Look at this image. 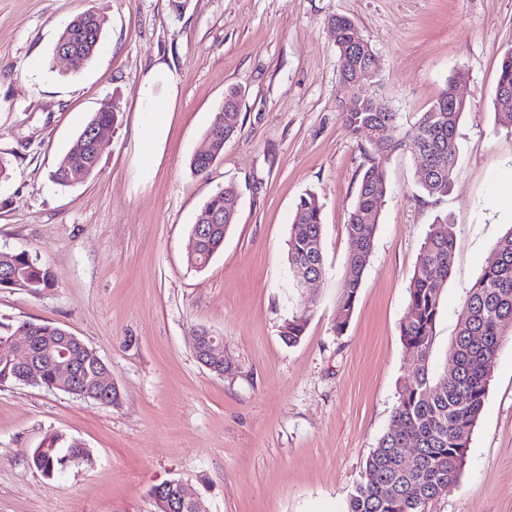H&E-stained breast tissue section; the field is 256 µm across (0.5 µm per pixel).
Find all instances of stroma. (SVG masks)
<instances>
[{
	"instance_id": "obj_1",
	"label": "stroma",
	"mask_w": 512,
	"mask_h": 512,
	"mask_svg": "<svg viewBox=\"0 0 512 512\" xmlns=\"http://www.w3.org/2000/svg\"><path fill=\"white\" fill-rule=\"evenodd\" d=\"M0 0V252L37 255L54 285L0 288V330L53 323L106 363L119 391L102 405L60 390L0 384V512H157L154 486L182 482L208 512H346L366 458L387 430L411 355L400 339L409 286L436 217L455 226L452 273L436 323L442 366L465 291L512 229V127L497 116L499 63L512 49V0ZM105 19L91 63L54 55L66 25ZM351 19L380 69L370 93L401 136L464 73L468 110L448 193L424 194L419 161L382 160L388 191L350 322L334 330L350 250L346 224L364 157L341 112L330 20ZM43 66L41 79L29 75ZM173 84L150 174L135 135L139 87L156 64ZM242 127L205 175L190 160L228 88ZM121 112L98 169L68 188L50 177L92 112ZM234 184L237 221L207 266L188 262L207 199ZM322 206L325 273L310 293L288 276L299 197ZM309 307L296 345L282 325ZM223 337L232 374L196 359L199 329ZM82 440L88 465L46 478L31 457L49 434ZM429 512H512V339L490 385L458 482Z\"/></svg>"
}]
</instances>
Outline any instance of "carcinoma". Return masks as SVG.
<instances>
[{"instance_id": "obj_1", "label": "carcinoma", "mask_w": 512, "mask_h": 512, "mask_svg": "<svg viewBox=\"0 0 512 512\" xmlns=\"http://www.w3.org/2000/svg\"><path fill=\"white\" fill-rule=\"evenodd\" d=\"M330 26L335 33L340 58V77L355 79L369 64L368 51L357 45L359 32L349 18L336 16ZM103 27L84 12L64 29L57 44L81 46L75 69L83 68L96 53ZM456 72L431 108L420 118L414 138L407 142L397 133V113L380 98L364 95L358 112H343L345 126L362 136L365 162L359 186L346 224L350 252L346 272L339 285L336 304V333L344 332L354 309L364 271L373 250L379 220V206L387 193L385 171L378 159L402 147L423 162L418 184L429 196L448 192L458 155V128L467 105L454 104L451 92L458 79ZM499 119L512 126V98L496 95ZM120 107L114 100L101 105L84 125L81 134L91 128L114 127ZM241 112H226L219 107L207 139L214 154L195 155L190 167L197 175L208 173L224 155V140L240 128ZM389 124L394 135L380 142L371 140V130ZM101 151L88 147L81 154L63 156L51 172L61 187L72 185L73 171L81 168L92 174L98 167ZM236 193L232 185L213 194L202 211L215 217L204 225L203 246L192 255L197 268L209 263L224 246V237L236 219L226 213V198ZM322 206L317 196L307 192L296 204L288 239L290 277L303 273L323 277ZM455 240L454 225L440 221L428 233L416 262L409 287V303L400 325L404 347L412 355L407 375L402 379L391 425L379 438L365 461L361 479L350 492L347 512H428L429 504L455 484L469 448V435L482 412L488 392L490 364L505 337L512 336V230L497 242L495 259L467 289L458 318L457 331L448 341V354L441 369L432 367L435 329L441 296L451 273V254ZM9 279L0 278L2 288H23L39 294L53 284L50 271L40 259L27 252L11 255ZM306 308L284 323L281 336L292 345L303 335L309 320ZM34 337L33 349L53 353L65 329L53 324L23 322ZM17 329L0 334V382L14 380V367L1 354ZM417 452L416 466L408 471L400 467L405 448ZM92 462V451L73 438L53 433L34 449L33 465L51 478L71 466L72 459Z\"/></svg>"}]
</instances>
